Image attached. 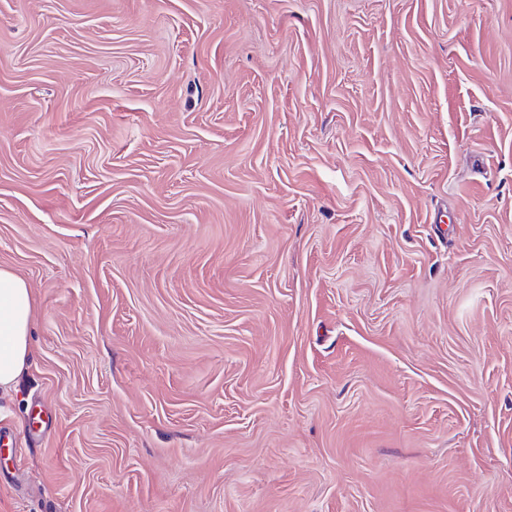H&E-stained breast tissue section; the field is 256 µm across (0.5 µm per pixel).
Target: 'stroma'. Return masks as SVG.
Instances as JSON below:
<instances>
[{"instance_id":"35a3bbf8","label":"stroma","mask_w":512,"mask_h":512,"mask_svg":"<svg viewBox=\"0 0 512 512\" xmlns=\"http://www.w3.org/2000/svg\"><path fill=\"white\" fill-rule=\"evenodd\" d=\"M0 512H512V0H0ZM33 296L25 281L0 268V390H9L33 359Z\"/></svg>"}]
</instances>
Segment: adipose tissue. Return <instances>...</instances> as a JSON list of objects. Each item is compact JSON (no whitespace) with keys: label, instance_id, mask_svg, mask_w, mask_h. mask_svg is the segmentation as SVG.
I'll use <instances>...</instances> for the list:
<instances>
[{"label":"adipose tissue","instance_id":"ef3b65f1","mask_svg":"<svg viewBox=\"0 0 512 512\" xmlns=\"http://www.w3.org/2000/svg\"><path fill=\"white\" fill-rule=\"evenodd\" d=\"M33 296L25 281L0 268V390L10 389L33 359Z\"/></svg>","mask_w":512,"mask_h":512}]
</instances>
